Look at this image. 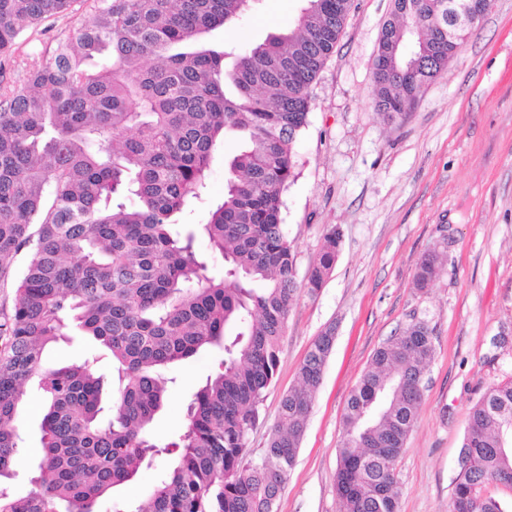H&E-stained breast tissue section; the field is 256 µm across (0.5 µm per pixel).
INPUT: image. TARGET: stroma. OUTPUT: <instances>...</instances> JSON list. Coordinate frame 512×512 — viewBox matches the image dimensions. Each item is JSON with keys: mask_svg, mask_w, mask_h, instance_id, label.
Segmentation results:
<instances>
[{"mask_svg": "<svg viewBox=\"0 0 512 512\" xmlns=\"http://www.w3.org/2000/svg\"><path fill=\"white\" fill-rule=\"evenodd\" d=\"M301 0H263L259 13L205 37L210 48H244L290 27ZM393 0H354L336 49L312 89L306 127L296 142L295 176L283 192L282 222L305 278L323 236L336 227V262L315 292L301 290L289 315L276 377L249 439L259 458L277 423L283 394L312 341L334 329L335 342L303 436L297 464L277 512H339L337 455L347 399L384 340L412 318L434 330L436 354L426 371L418 419L395 466L400 512H448L456 460L473 406L492 386L512 379V0H494L445 72L427 85L402 124L383 120L372 80ZM92 17L89 5L29 29L0 71L11 86L25 83L57 39ZM234 137L218 140L201 200L179 216L201 224L224 199L225 157ZM447 241L438 274L414 285L422 255ZM217 350L170 366L175 382L154 422L165 443L187 423L190 397L219 359ZM95 360L104 379L116 371L99 345L74 335L46 353L48 365ZM45 399L26 387L20 441L9 490L27 493L41 455ZM158 457L99 503V512H133L147 500Z\"/></svg>", "mask_w": 512, "mask_h": 512, "instance_id": "stroma-1", "label": "stroma"}]
</instances>
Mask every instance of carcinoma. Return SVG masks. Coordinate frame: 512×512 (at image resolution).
<instances>
[{
	"mask_svg": "<svg viewBox=\"0 0 512 512\" xmlns=\"http://www.w3.org/2000/svg\"><path fill=\"white\" fill-rule=\"evenodd\" d=\"M258 2L91 0L92 24L58 40L24 87L0 85V281L18 255L27 258L12 310L0 313V479L13 476L26 383L37 380L46 399L34 489L16 496L0 486V512H98L104 494L161 455L171 464L134 512H269L294 469L334 345L328 332L283 394L260 459H249L248 439L300 292L282 192L294 177L311 87L353 0H302L288 31L232 57L200 44ZM73 3L0 0V57ZM394 15L381 48L392 50V68L416 65L417 75L374 85L379 114L400 123L448 65L436 26L457 46L468 28L449 0H395ZM228 133L240 147L225 162L224 199L194 230L178 216L200 199L216 142ZM198 231L224 257L219 279L194 247ZM339 242L338 229L324 234L310 290L321 287ZM440 261L438 249L424 253L418 288ZM73 327L116 365L118 397L106 420L103 380L90 361L44 365L45 347ZM210 347L223 356L192 394L184 432L153 442L151 425L174 382L166 369ZM434 357L422 319L375 351L345 408L340 512H399L395 464ZM460 456L448 512H507L482 490L512 474V382L475 404Z\"/></svg>",
	"mask_w": 512,
	"mask_h": 512,
	"instance_id": "obj_1",
	"label": "carcinoma"
}]
</instances>
